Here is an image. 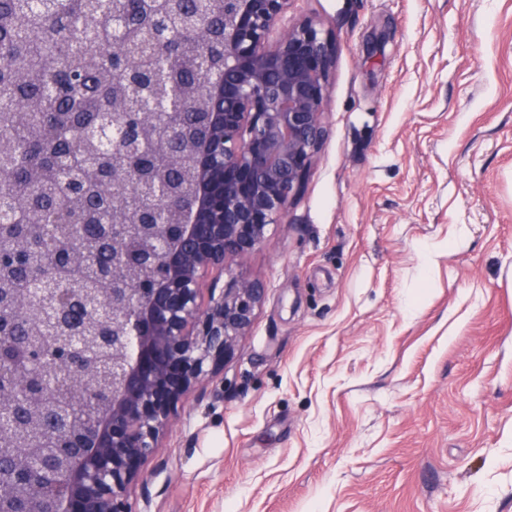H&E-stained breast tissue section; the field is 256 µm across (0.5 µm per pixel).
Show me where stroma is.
Wrapping results in <instances>:
<instances>
[{
  "label": "stroma",
  "mask_w": 512,
  "mask_h": 512,
  "mask_svg": "<svg viewBox=\"0 0 512 512\" xmlns=\"http://www.w3.org/2000/svg\"><path fill=\"white\" fill-rule=\"evenodd\" d=\"M327 135L135 512H512V0H292Z\"/></svg>",
  "instance_id": "1"
}]
</instances>
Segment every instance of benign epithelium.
<instances>
[{"label": "benign epithelium", "instance_id": "7a95c632", "mask_svg": "<svg viewBox=\"0 0 512 512\" xmlns=\"http://www.w3.org/2000/svg\"><path fill=\"white\" fill-rule=\"evenodd\" d=\"M291 0H224V77L209 87L213 112L194 145L196 196L182 224L162 223V208L139 214L155 229L153 246L133 251L123 224H107L112 301L71 283L31 280L48 342L29 349L0 328V435L18 424L33 396L84 385L83 361L110 347L123 353L112 385L95 388L49 416L71 456H37L14 474L33 494L11 512H133L129 491L189 397L223 396L213 374L232 356L263 301L258 283L231 278L230 265L268 242L272 224L288 223L325 139L334 65L331 33L311 18L283 23ZM135 266L153 271L134 281ZM97 410L91 430L71 423Z\"/></svg>", "mask_w": 512, "mask_h": 512}]
</instances>
